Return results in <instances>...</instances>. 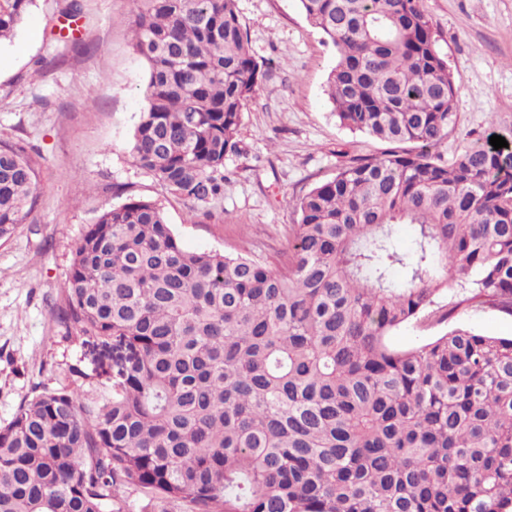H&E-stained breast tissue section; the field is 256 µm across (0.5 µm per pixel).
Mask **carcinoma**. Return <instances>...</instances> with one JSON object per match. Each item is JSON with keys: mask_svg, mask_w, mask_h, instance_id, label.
<instances>
[{"mask_svg": "<svg viewBox=\"0 0 512 512\" xmlns=\"http://www.w3.org/2000/svg\"><path fill=\"white\" fill-rule=\"evenodd\" d=\"M31 2L0 0V39ZM134 2L132 157L206 216L267 71L237 0ZM298 2L336 47L340 124L393 148L300 199L277 270L184 249L146 199L89 225L52 313L103 390L45 388L0 426V512H105L126 483L192 512H512V338L389 344L463 306L512 315V150L434 153L458 79L420 0ZM39 182L0 141L1 239ZM446 327L424 330L413 324H407L396 330L390 338V343L398 349H409L423 343L439 334Z\"/></svg>", "mask_w": 512, "mask_h": 512, "instance_id": "obj_1", "label": "carcinoma"}]
</instances>
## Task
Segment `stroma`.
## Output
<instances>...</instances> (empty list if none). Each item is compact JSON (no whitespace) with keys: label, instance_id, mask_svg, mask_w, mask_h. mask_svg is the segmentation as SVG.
Masks as SVG:
<instances>
[{"label":"stroma","instance_id":"stroma-1","mask_svg":"<svg viewBox=\"0 0 512 512\" xmlns=\"http://www.w3.org/2000/svg\"><path fill=\"white\" fill-rule=\"evenodd\" d=\"M76 42L55 39L62 0H33L0 42V140L23 143L41 181L35 209L0 241V425L43 388L79 386L80 340L52 315L76 242L103 212L155 201L190 251L244 254L280 267L294 205L352 159L387 145L340 125L326 93L333 45L298 0H237L267 77L226 156L210 218L141 170L130 142L144 107L146 67L133 50L134 0H79ZM439 53L460 80L457 122L438 151L512 131V0H421ZM122 512H191L129 484Z\"/></svg>","mask_w":512,"mask_h":512}]
</instances>
